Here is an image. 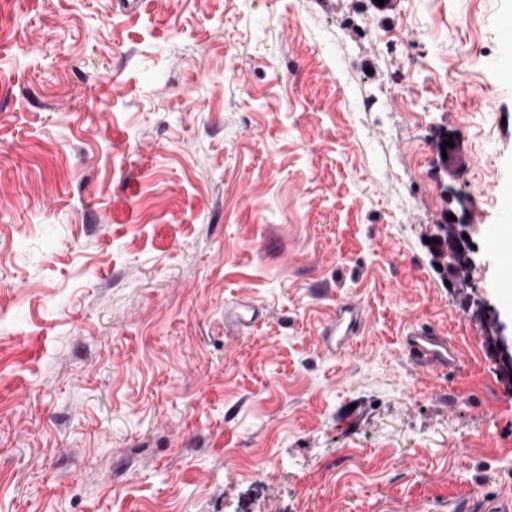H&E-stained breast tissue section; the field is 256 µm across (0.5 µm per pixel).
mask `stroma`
Instances as JSON below:
<instances>
[{"label": "stroma", "mask_w": 512, "mask_h": 512, "mask_svg": "<svg viewBox=\"0 0 512 512\" xmlns=\"http://www.w3.org/2000/svg\"><path fill=\"white\" fill-rule=\"evenodd\" d=\"M507 15L0 0V512L512 495V380L426 242L449 214L512 219ZM474 240L471 280L511 326L504 261ZM231 302L261 319L225 325ZM344 303L367 320L336 355L321 336ZM419 322L458 367L408 360Z\"/></svg>", "instance_id": "35a3bbf8"}]
</instances>
